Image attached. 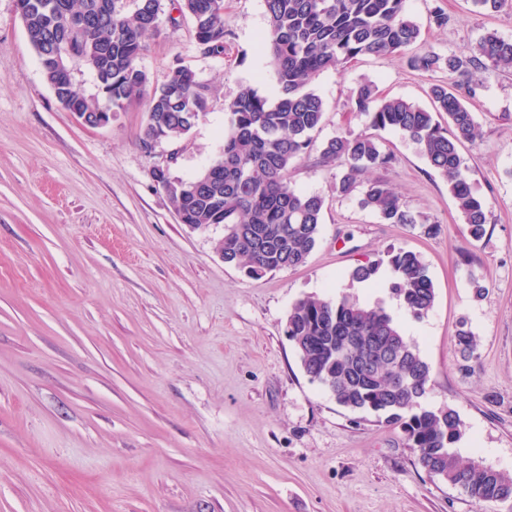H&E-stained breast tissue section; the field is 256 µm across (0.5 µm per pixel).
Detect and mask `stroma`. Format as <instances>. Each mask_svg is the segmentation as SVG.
<instances>
[{
    "mask_svg": "<svg viewBox=\"0 0 512 512\" xmlns=\"http://www.w3.org/2000/svg\"><path fill=\"white\" fill-rule=\"evenodd\" d=\"M405 10L421 29L410 50L312 82L327 112L291 181L323 197L320 236L305 266L252 279L219 257L222 228L179 223L151 169L175 150L172 174L193 177L218 155L240 86L276 97L258 51L264 0H224L220 56L203 55L190 18L163 0L139 65L153 88L186 66L210 94L188 138L150 154L137 142L146 100L83 125L46 83L15 0H0V512H512L415 468L400 427L338 406L284 333L308 295L383 303L432 367L428 404L459 415V456L512 473V71L470 69L477 136L460 154L485 205L481 240L400 132H381L392 161L376 175L421 216L413 227L338 195L345 166L321 157L327 139L365 131L352 102L361 83L427 108L448 70H416L412 55L467 58L485 32L512 38V9L405 0ZM393 247L420 254L434 283L422 319L389 290ZM368 263L374 281L352 280ZM462 321L478 341L468 362L453 347Z\"/></svg>",
    "mask_w": 512,
    "mask_h": 512,
    "instance_id": "35a3bbf8",
    "label": "stroma"
}]
</instances>
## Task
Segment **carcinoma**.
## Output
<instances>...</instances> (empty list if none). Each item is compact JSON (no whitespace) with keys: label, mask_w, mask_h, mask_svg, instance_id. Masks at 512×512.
<instances>
[{"label":"carcinoma","mask_w":512,"mask_h":512,"mask_svg":"<svg viewBox=\"0 0 512 512\" xmlns=\"http://www.w3.org/2000/svg\"><path fill=\"white\" fill-rule=\"evenodd\" d=\"M26 0L21 15L43 75L58 102L87 112L96 124L141 96L148 83L138 66L146 35L158 30L161 0ZM180 14L192 20L193 36L206 55L224 53V0H179ZM266 32L259 46L279 85L274 101L244 85L225 107L224 144L212 164L190 179L152 171L164 184L180 223L195 230L224 226L218 252L224 263L249 277H261L304 265L321 231L323 198L296 190L289 172L311 146L322 126L325 106L310 83L323 71L362 56L402 51L420 37L405 15L404 0H265ZM476 55L446 60L449 82L431 87L434 111L402 98L378 100L372 86L357 91L355 105L372 132L337 135L322 148L327 162L344 160L347 170L337 191H360L361 205L383 224L414 225L419 216L380 180L367 177L391 156L378 144L376 131L398 130L419 145L430 165L448 180L470 239L485 235L487 216L481 197L466 175L458 145L476 136L468 98L475 95L467 65L489 64L512 70V39L483 35ZM88 66L97 94L80 93L72 66ZM209 87L180 65L149 97L144 132L146 150L156 134L181 142L207 108ZM391 291L415 319L435 302V288L420 256L402 248L387 251ZM288 340L311 381L336 403L369 413L380 423L399 425L416 463L449 486L469 479L467 496L477 502L512 501V475L492 468L476 471L455 445L463 436L461 420L449 406L427 408L432 370L418 347L381 306L368 307L352 295L324 299L308 296L288 312ZM454 349L469 361L477 342L467 323L454 334Z\"/></svg>","instance_id":"1"}]
</instances>
